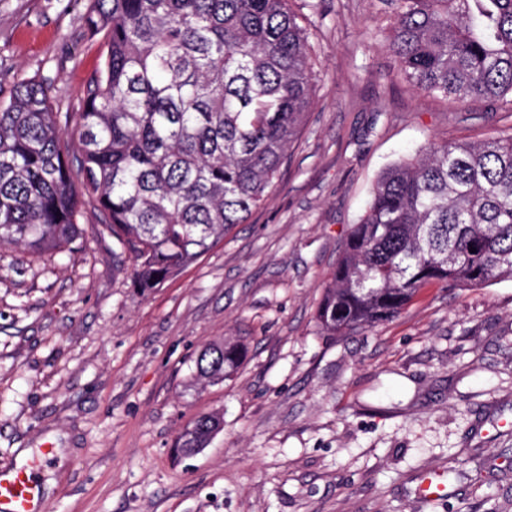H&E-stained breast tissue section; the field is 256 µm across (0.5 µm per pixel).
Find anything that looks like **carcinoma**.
<instances>
[{
    "mask_svg": "<svg viewBox=\"0 0 512 512\" xmlns=\"http://www.w3.org/2000/svg\"><path fill=\"white\" fill-rule=\"evenodd\" d=\"M84 21L103 33L105 61L82 111H53L36 79L0 102V245L74 253L89 201L145 293L266 205L313 105L310 32L290 0H88ZM386 47L415 89L512 110V0H393ZM507 279L512 133L432 141L378 176L316 319L344 336L393 319L427 285ZM244 356L240 342L206 346L194 378L220 383ZM222 425L202 414L175 448H205Z\"/></svg>",
    "mask_w": 512,
    "mask_h": 512,
    "instance_id": "cac0c4a2",
    "label": "carcinoma"
}]
</instances>
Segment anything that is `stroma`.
<instances>
[{
  "label": "stroma",
  "instance_id": "1",
  "mask_svg": "<svg viewBox=\"0 0 512 512\" xmlns=\"http://www.w3.org/2000/svg\"><path fill=\"white\" fill-rule=\"evenodd\" d=\"M85 5L0 0V100L35 78L56 111H81L104 42ZM295 6L314 105L247 223L146 294L90 204L78 252L0 247V471L29 450L43 512H512L511 280L425 286L348 336L316 321L379 173L432 141L512 129V114L398 79L391 0ZM238 338L237 371L194 384L202 346ZM210 412L222 430L177 454ZM429 469L449 472L452 494L418 498ZM223 425V417L217 413H207L198 416L191 427L183 430L175 444L177 451L186 455L196 448H206L212 435Z\"/></svg>",
  "mask_w": 512,
  "mask_h": 512
}]
</instances>
